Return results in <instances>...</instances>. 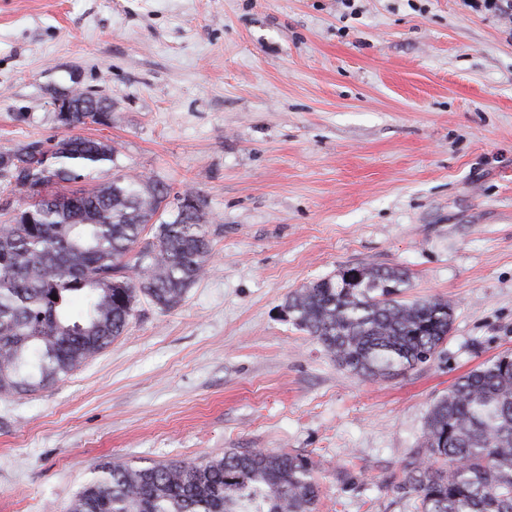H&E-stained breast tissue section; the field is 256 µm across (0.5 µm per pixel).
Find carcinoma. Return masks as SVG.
Returning <instances> with one entry per match:
<instances>
[{
  "instance_id": "1",
  "label": "carcinoma",
  "mask_w": 512,
  "mask_h": 512,
  "mask_svg": "<svg viewBox=\"0 0 512 512\" xmlns=\"http://www.w3.org/2000/svg\"><path fill=\"white\" fill-rule=\"evenodd\" d=\"M53 119L68 134L0 151V395L44 390L123 334L140 299L179 305L211 255L201 195L170 196L133 175L112 143L75 133L107 126L112 102ZM112 178L95 182L104 168ZM93 186L70 191L68 186ZM174 201H169V198ZM152 238H144L146 229ZM397 268L362 265L288 296L293 323L353 375L400 376L447 339L446 300L405 299ZM316 463L298 452L227 448L200 461L107 463L69 512H317ZM418 512H512V355L460 377L433 406L410 460L392 481Z\"/></svg>"
}]
</instances>
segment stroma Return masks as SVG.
Instances as JSON below:
<instances>
[{
  "label": "stroma",
  "mask_w": 512,
  "mask_h": 512,
  "mask_svg": "<svg viewBox=\"0 0 512 512\" xmlns=\"http://www.w3.org/2000/svg\"><path fill=\"white\" fill-rule=\"evenodd\" d=\"M0 0V150L112 102L126 170L205 199L212 257L176 307L54 386L0 397V512H68L106 462L311 454L318 512H416L390 478L433 404L512 354V24L462 0ZM454 308L405 375L339 367L285 307L358 265Z\"/></svg>",
  "instance_id": "stroma-1"
}]
</instances>
